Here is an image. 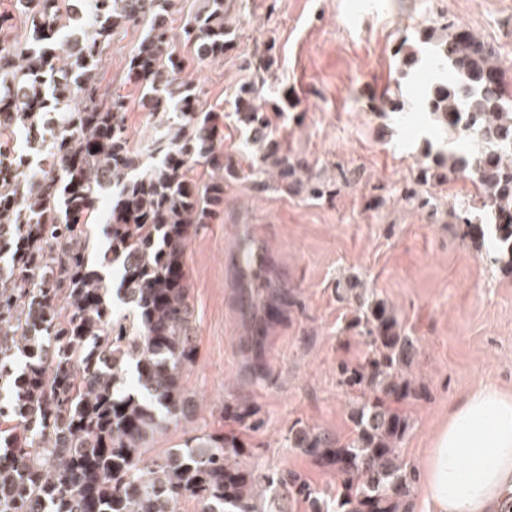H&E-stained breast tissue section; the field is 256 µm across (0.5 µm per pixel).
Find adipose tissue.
<instances>
[{
	"instance_id": "ef3b65f1",
	"label": "adipose tissue",
	"mask_w": 512,
	"mask_h": 512,
	"mask_svg": "<svg viewBox=\"0 0 512 512\" xmlns=\"http://www.w3.org/2000/svg\"><path fill=\"white\" fill-rule=\"evenodd\" d=\"M422 485L433 512H500L512 498V392L481 385L452 406Z\"/></svg>"
}]
</instances>
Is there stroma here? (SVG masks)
<instances>
[{
  "label": "stroma",
  "instance_id": "stroma-1",
  "mask_svg": "<svg viewBox=\"0 0 512 512\" xmlns=\"http://www.w3.org/2000/svg\"><path fill=\"white\" fill-rule=\"evenodd\" d=\"M238 8L237 49L184 73L201 87L203 106L218 112L224 154L241 172L224 188L223 213L192 238L186 253L197 334L186 380L199 401L193 426L223 428L225 403L247 405L264 421L259 432L240 433L251 451L248 464L299 471L320 489L335 486L333 471L289 448L285 438L298 422L343 438L350 433L352 394L337 365L363 363L367 347L348 328L355 300L336 291L359 280L418 341L410 372L418 394L396 407L410 422L402 457L422 469L450 404L481 384L512 391V274L442 220L475 196L469 179L445 171L418 183L429 152L442 149L443 140L424 118L407 121L431 75L420 64L410 78L398 79L395 51L426 27L458 25L496 48L512 88V0H240ZM141 33L131 26L113 36L97 79L130 101L129 138L148 165L160 119L138 106L126 75L128 52ZM266 43L275 46V63L265 108L276 116L278 138L324 181H335L343 169L359 175L333 197L314 200L253 185L254 157L242 148L228 103L251 77L246 60ZM280 89L295 102L282 115ZM385 97L400 101L403 112L382 111ZM413 182L425 207L399 199L400 188ZM246 232L265 244L303 306L274 328L270 376L260 382L242 369L243 329L232 303L229 260ZM190 427H169L157 447H178Z\"/></svg>",
  "mask_w": 512,
  "mask_h": 512
}]
</instances>
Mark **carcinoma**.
<instances>
[{
    "label": "carcinoma",
    "mask_w": 512,
    "mask_h": 512,
    "mask_svg": "<svg viewBox=\"0 0 512 512\" xmlns=\"http://www.w3.org/2000/svg\"><path fill=\"white\" fill-rule=\"evenodd\" d=\"M238 0H201L172 25L175 0H13L26 37L10 35L0 14V506L6 512H409L416 474L400 457L409 429L391 400L412 394L406 370L417 340L382 299L360 308L352 328L369 348L365 362L340 365L350 401V436L304 425L288 447L336 473V491L316 489L298 471L246 468L232 430H202L152 457L156 435L194 420L185 386L196 356L195 309L184 257L193 234L224 208V186L238 170L218 146V114L184 68L221 59L238 39ZM143 27L127 60L142 107L165 117L156 164L143 169L127 135L126 99L101 88L95 71L121 29ZM445 34L437 35L439 30ZM431 26L418 40L434 50L435 79L420 104L452 145L470 137L477 151L448 149L433 162L468 173L477 194L449 223L512 273V95L496 49L473 33ZM407 77L419 47L397 50ZM273 46L249 62L259 78L229 106L243 145L258 152L254 185L328 189L278 139L259 101ZM22 135L27 151L11 147ZM207 174L202 184L193 171ZM112 196L105 218L98 204ZM104 224L106 281L90 261L95 226ZM234 305L247 336L245 373L269 375L275 323L302 309L268 250L243 236L231 257ZM129 306L117 317L111 294ZM371 395H365L363 389ZM224 419L256 431L250 408L224 404Z\"/></svg>",
    "instance_id": "cac0c4a2"
}]
</instances>
